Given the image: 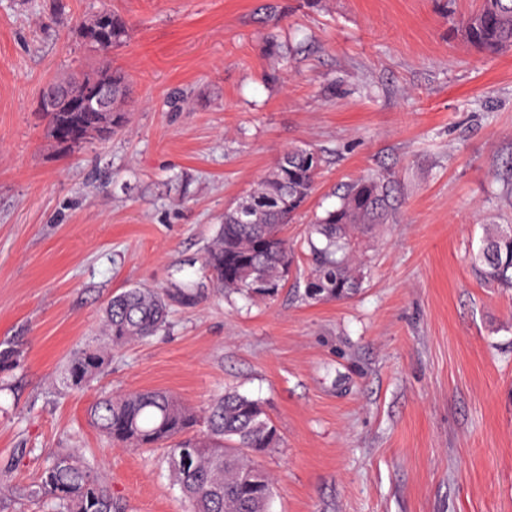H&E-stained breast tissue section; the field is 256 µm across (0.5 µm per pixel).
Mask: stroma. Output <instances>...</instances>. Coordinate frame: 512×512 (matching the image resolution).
<instances>
[{"label":"stroma","instance_id":"1","mask_svg":"<svg viewBox=\"0 0 512 512\" xmlns=\"http://www.w3.org/2000/svg\"><path fill=\"white\" fill-rule=\"evenodd\" d=\"M479 4L0 0V343L23 352L0 370V512H38L20 492L61 448L126 512H187L157 453L88 419L101 394L153 388L198 411L227 389L263 405L281 438L260 459L270 512H512V290L470 264L512 224V50L456 31ZM104 8L128 24L108 61L132 112L65 154L39 92L98 65L76 23ZM304 143L325 163L288 226L286 285L218 292L203 258L225 209ZM372 175L395 201L358 239L360 288L305 301L311 218ZM138 286L168 296L164 331L68 387L66 360Z\"/></svg>","mask_w":512,"mask_h":512}]
</instances>
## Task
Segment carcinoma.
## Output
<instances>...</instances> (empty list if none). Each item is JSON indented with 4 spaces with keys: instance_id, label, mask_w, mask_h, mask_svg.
I'll use <instances>...</instances> for the list:
<instances>
[{
    "instance_id": "carcinoma-1",
    "label": "carcinoma",
    "mask_w": 512,
    "mask_h": 512,
    "mask_svg": "<svg viewBox=\"0 0 512 512\" xmlns=\"http://www.w3.org/2000/svg\"><path fill=\"white\" fill-rule=\"evenodd\" d=\"M80 25L89 43L106 41L112 48L128 33L126 21L107 10ZM461 32L486 55L511 50L512 0H481L479 9L461 20ZM104 82L112 83V111L61 108L49 113L45 135L58 151L73 152L92 139L104 140L127 123L129 85L121 70L105 64L80 81L59 84L75 94ZM323 163L317 149L291 147L252 192L224 211V223L204 257L217 287L272 297L285 285L294 262L285 230L305 209ZM391 211L387 185L361 178L345 187L334 208L314 218L307 237L312 268L305 298L339 300L359 288L362 261L355 234L385 223ZM472 263L484 281L512 288V232L499 227L487 234ZM168 317L164 296L149 288H128L112 296L105 308V346L77 351L66 366L67 384L73 389L88 386L107 366L109 350L158 335ZM21 357L13 344L0 347V368L19 364ZM89 422L117 445L161 450L190 512H269L273 481L258 458L279 445L280 435L259 401L226 392L200 415L167 391L139 390L101 397L89 411ZM22 496L41 503L44 512H123L106 478L69 448L53 454L40 479Z\"/></svg>"
}]
</instances>
